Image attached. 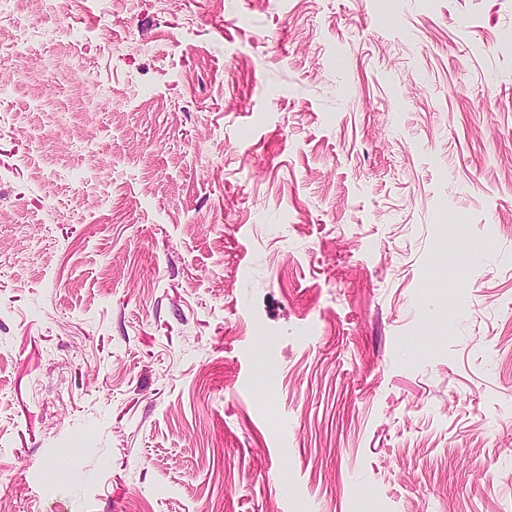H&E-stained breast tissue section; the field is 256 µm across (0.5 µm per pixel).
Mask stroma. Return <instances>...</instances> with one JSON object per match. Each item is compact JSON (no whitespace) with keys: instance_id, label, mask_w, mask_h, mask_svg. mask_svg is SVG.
I'll list each match as a JSON object with an SVG mask.
<instances>
[{"instance_id":"stroma-1","label":"stroma","mask_w":512,"mask_h":512,"mask_svg":"<svg viewBox=\"0 0 512 512\" xmlns=\"http://www.w3.org/2000/svg\"><path fill=\"white\" fill-rule=\"evenodd\" d=\"M0 26L10 512H512V0Z\"/></svg>"}]
</instances>
